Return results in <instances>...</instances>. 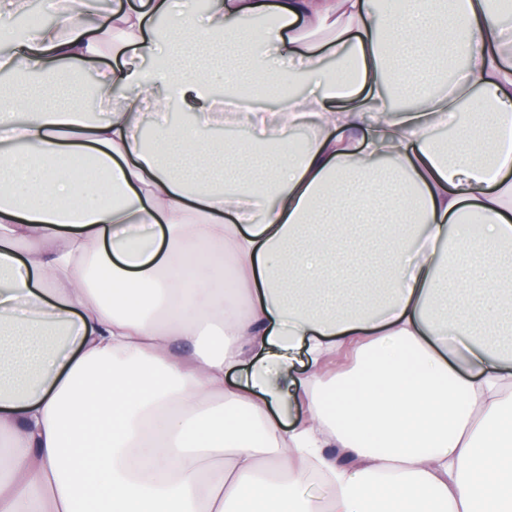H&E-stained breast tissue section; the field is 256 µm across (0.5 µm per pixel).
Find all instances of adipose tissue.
Instances as JSON below:
<instances>
[{
  "instance_id": "adipose-tissue-1",
  "label": "adipose tissue",
  "mask_w": 512,
  "mask_h": 512,
  "mask_svg": "<svg viewBox=\"0 0 512 512\" xmlns=\"http://www.w3.org/2000/svg\"><path fill=\"white\" fill-rule=\"evenodd\" d=\"M0 58V512H512V357L473 332L512 334V273L473 271L512 245V42L493 0H206L169 33L170 0H52ZM278 24L256 43L245 20ZM289 44L307 89L247 104L272 148L248 189L212 173L201 130L223 124L214 72L277 84ZM350 59L339 81L322 48ZM120 65H97L105 51ZM92 74L111 112H77ZM486 112L436 127L470 97ZM200 102L193 125L172 108ZM402 177L388 219L328 238L368 210L350 169ZM479 213V226L461 223ZM391 261L351 305L353 261ZM353 351L337 409L328 359ZM309 367L298 372L300 353ZM330 473L314 507L300 494Z\"/></svg>"
}]
</instances>
